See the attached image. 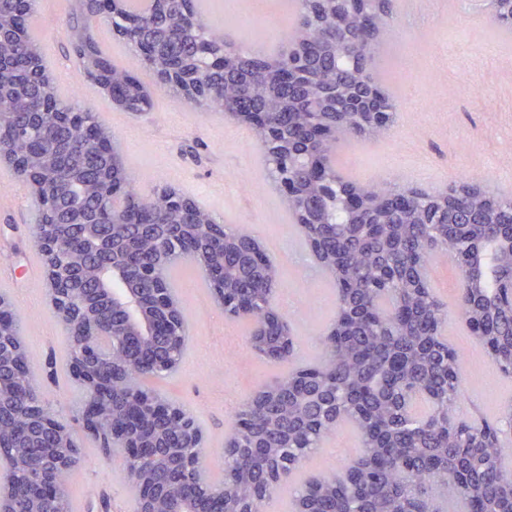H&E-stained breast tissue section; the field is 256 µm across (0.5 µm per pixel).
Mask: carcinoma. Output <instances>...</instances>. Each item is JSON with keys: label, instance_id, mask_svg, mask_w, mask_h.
I'll return each instance as SVG.
<instances>
[{"label": "carcinoma", "instance_id": "1", "mask_svg": "<svg viewBox=\"0 0 512 512\" xmlns=\"http://www.w3.org/2000/svg\"><path fill=\"white\" fill-rule=\"evenodd\" d=\"M198 0H151L144 12L127 10L129 22L106 18L125 30L123 40L142 59L159 88L181 95L171 78L190 72L199 86L193 104L209 111L244 103L267 113L268 124L248 129L264 149L265 178L291 182L297 196L285 203L289 212L304 208L314 220L298 225L317 265L335 290V314L320 336L322 354L309 366L293 365L298 336L273 306L282 282L271 260L249 264L246 253L261 243L223 225L224 248L210 246L216 217L178 189L164 188L141 196L118 154L105 151L112 130L74 99L56 94L31 23L38 0H0V140L22 156L18 178L39 176L51 198L62 204L39 214L83 262L76 272L74 296L91 303L102 319L112 318V303L99 292L94 270L102 262L124 267L123 288H132L152 304L160 289L175 290L173 271L189 263L199 267L203 252L210 264L223 265L224 285L252 303L241 317L247 341L260 358L283 367L260 382L236 413L240 435L224 448L222 479L208 481L203 472L183 477L182 493L205 502V490L231 488L240 505L257 512L283 493L291 502H306L309 512H445L450 501L466 512H512V441L500 436L498 423L512 421V401L503 404L497 423L458 417L462 399L460 355L448 345L443 327L447 306L427 279L437 255L451 256L459 279L456 312L468 329L477 326L493 343L491 364L512 377V313L502 308L497 284L512 279V262L499 259L494 244L512 238V198L490 195L472 179L457 178L432 194L420 188L390 189L375 179L350 181L336 167V152L345 139L377 138L390 130L394 112L362 127L347 112H324L320 118L336 129L321 144L305 136L319 94L289 86L280 65L281 50L257 57L224 41V26L206 18ZM296 10L285 35L287 45L311 50L315 84L360 87L361 60L371 59L389 12L370 29L357 12L345 23L349 47L336 53V24L316 0H294ZM103 18L101 0H75L69 19L71 47L88 81L116 87L129 112L153 106V92L126 69L112 63L101 49L94 23ZM226 51L223 65L204 62L206 52ZM303 148L326 163L341 188L332 193L314 179L311 168L293 160L290 147ZM123 185L118 201L106 195L108 185ZM382 201L373 217L363 218L346 205L344 188ZM120 224L111 234L109 225ZM94 232L102 248L83 255V239ZM166 264L156 279L140 269ZM112 378V407L122 411L133 394L135 376L161 377L160 370L141 372L129 356L111 357L103 365ZM425 396L427 409L407 413L403 400ZM355 429L360 450L336 471L312 473L300 483L296 473L309 457L346 427ZM257 437L268 450L261 466L248 448ZM0 458L8 466V482L16 483L12 512H29V475L20 466L23 449L51 448L53 435L30 428L26 413L15 408L0 421ZM70 470L58 476L56 491L43 512H73L68 487L71 471L84 464V448L69 430ZM125 478L150 472L160 479L168 462L122 455Z\"/></svg>", "mask_w": 512, "mask_h": 512}]
</instances>
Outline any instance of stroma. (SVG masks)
<instances>
[{
    "instance_id": "stroma-1",
    "label": "stroma",
    "mask_w": 512,
    "mask_h": 512,
    "mask_svg": "<svg viewBox=\"0 0 512 512\" xmlns=\"http://www.w3.org/2000/svg\"><path fill=\"white\" fill-rule=\"evenodd\" d=\"M73 2L40 0L32 25L39 42L53 47L45 64L57 76L56 92L75 97L112 129L141 194L174 186L221 223L261 241L284 273L276 306L287 310L294 295L305 308L303 320L292 324L300 338L294 363H315L321 354L319 338L334 314V291L324 276L302 275L290 260L308 247L291 213L264 180L262 146L245 125L193 108L163 89L155 88L153 108L140 115L113 105L73 58L68 24ZM205 5L208 16L223 22L227 41L261 55L282 48L290 16L278 0H205ZM483 11L481 0H393L392 20L370 67L399 112L389 135L341 142L337 166L346 178L415 184L436 193L464 173L490 194L512 197V45L503 42L504 30L497 23L475 24V15ZM95 34L115 65L153 86L141 58L113 38L106 24H98ZM34 222L28 186L11 167L0 164V294L20 316L48 408L70 425L81 392L68 370L64 329L47 301L42 258L31 236ZM429 277L451 306L443 334L463 357L464 396L458 414L496 421L499 407L512 400V378L489 363L484 348L453 311L457 282L450 258L437 257ZM175 286L187 315L188 340L177 372L154 386L197 418L206 439L205 470L217 479V463L235 423L234 403L278 368L249 350L245 322L226 318L213 305L200 272L183 267ZM80 442L88 462L71 474L75 512H134L136 491L122 473L120 455L102 456L86 436ZM357 445L355 432L342 429L310 458L303 474L339 469Z\"/></svg>"
}]
</instances>
